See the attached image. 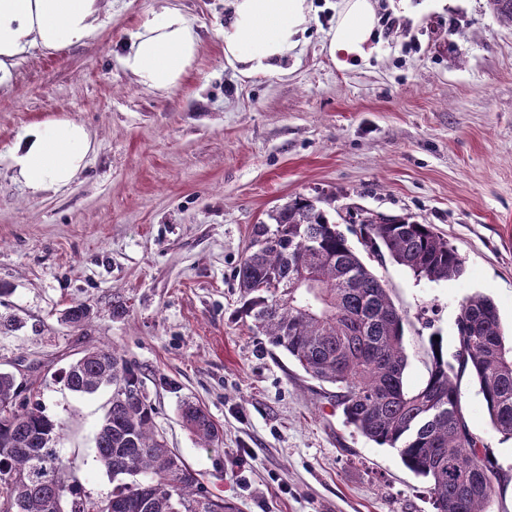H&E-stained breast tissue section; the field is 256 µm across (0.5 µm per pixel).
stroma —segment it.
I'll use <instances>...</instances> for the list:
<instances>
[{
    "label": "stroma",
    "instance_id": "stroma-1",
    "mask_svg": "<svg viewBox=\"0 0 512 512\" xmlns=\"http://www.w3.org/2000/svg\"><path fill=\"white\" fill-rule=\"evenodd\" d=\"M225 0H103L93 38L28 52L0 90V368L15 371L50 417L56 448L75 460L92 498L112 491L95 438L110 390L78 397L55 372L107 345L138 369L168 445L238 512H433L430 485L345 423L335 388L306 375L240 319L236 269L253 224L298 196L335 195L347 231L362 212L432 225L465 260L462 277L431 281L369 258L407 315L408 388L427 376L428 338L454 351L468 296L496 303L512 328V28L487 0L401 11L378 0L374 55L338 68L324 48L336 0H315L306 41L279 74L226 66ZM201 36L177 92L135 85L118 60L128 31L161 7ZM83 124L93 150L70 186L31 196L9 150L32 124ZM122 302L124 314L112 306ZM74 303L93 317L61 322ZM471 432L512 475V439L496 432L470 377ZM191 399L224 430L204 448L178 409Z\"/></svg>",
    "mask_w": 512,
    "mask_h": 512
}]
</instances>
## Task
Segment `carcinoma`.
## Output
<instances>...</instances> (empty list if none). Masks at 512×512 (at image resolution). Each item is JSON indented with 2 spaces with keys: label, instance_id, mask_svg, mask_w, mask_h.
<instances>
[{
  "label": "carcinoma",
  "instance_id": "obj_1",
  "mask_svg": "<svg viewBox=\"0 0 512 512\" xmlns=\"http://www.w3.org/2000/svg\"><path fill=\"white\" fill-rule=\"evenodd\" d=\"M498 21L512 27V0H489ZM326 198L296 197L275 210L272 224H256L236 279L240 317L292 357L312 378L336 386L346 422L430 482L434 512H490L508 483L480 449L462 408L459 379L477 382L494 429L512 437V339L495 303L472 295L456 321L452 354L428 340V376L404 385L405 315L382 281L330 221ZM367 253L389 257L417 277L439 281L464 274L462 256L433 230L408 218L370 212L358 218ZM91 316L84 304L62 314L73 327ZM58 379L84 395L102 388L111 405L96 435V458L112 477V494L94 500L80 470L55 446L63 424L25 395L15 375L0 369V512H237L212 495L199 474L167 448L135 369L116 348L86 350ZM180 417L206 447L222 439L197 403Z\"/></svg>",
  "mask_w": 512,
  "mask_h": 512
}]
</instances>
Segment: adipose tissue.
<instances>
[{
	"label": "adipose tissue",
	"mask_w": 512,
	"mask_h": 512,
	"mask_svg": "<svg viewBox=\"0 0 512 512\" xmlns=\"http://www.w3.org/2000/svg\"><path fill=\"white\" fill-rule=\"evenodd\" d=\"M219 36L224 61L250 78L280 72L300 45L312 20L311 0H228ZM101 0H0V88L9 87L19 60L31 49L58 51L86 44L93 36ZM374 0H338L327 51L340 65L368 58L377 38ZM200 53L194 23L165 7L145 19L119 56L122 69L142 89L170 93L185 85ZM91 142L86 128L65 118L28 127L10 150L16 180L30 195L74 183L87 166Z\"/></svg>",
	"instance_id": "ef3b65f1"
}]
</instances>
